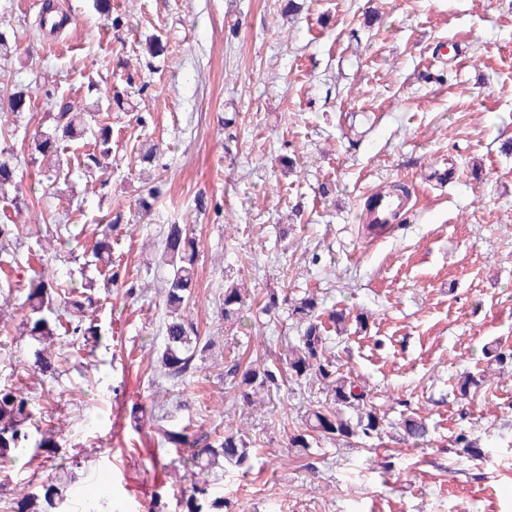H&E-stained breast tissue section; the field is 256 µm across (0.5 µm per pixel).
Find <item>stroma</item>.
Listing matches in <instances>:
<instances>
[{"label": "stroma", "instance_id": "35a3bbf8", "mask_svg": "<svg viewBox=\"0 0 512 512\" xmlns=\"http://www.w3.org/2000/svg\"><path fill=\"white\" fill-rule=\"evenodd\" d=\"M53 2L67 17L55 35L36 29L43 0H0L18 46L0 102L32 96L0 131L23 174L0 220L69 224L70 240L46 252L66 275L94 225L121 212L112 257L138 285L97 284L102 338L70 349L52 379L32 367L24 295L0 272L11 295L0 387L28 389L42 423L67 421L62 466L75 486L93 496L107 467L124 512H178L190 477L150 417L165 409L202 432L243 426L250 472L206 475L229 512H512V0H297L292 12L286 0H112L117 27L94 0ZM152 36L164 58L143 54ZM91 83L93 117L112 125L105 193L81 168L51 180L31 160L47 91L81 100ZM145 139L160 146L150 172L164 182L146 215L134 161ZM391 182L413 188V210L374 243L364 203ZM171 224L198 242L190 310L213 342L183 382L158 371L166 314L154 288L166 268L153 242ZM228 275L251 293L239 323L219 310ZM307 294L349 316L330 348L384 412L381 449L322 439L299 453L289 439L324 401L318 384L248 404L225 374L237 359L277 361L299 334L288 309ZM272 295L277 308L263 312ZM482 369L459 398L461 377ZM409 414L425 419L428 445L404 439ZM463 431L480 436L478 457L451 447Z\"/></svg>", "mask_w": 512, "mask_h": 512}]
</instances>
